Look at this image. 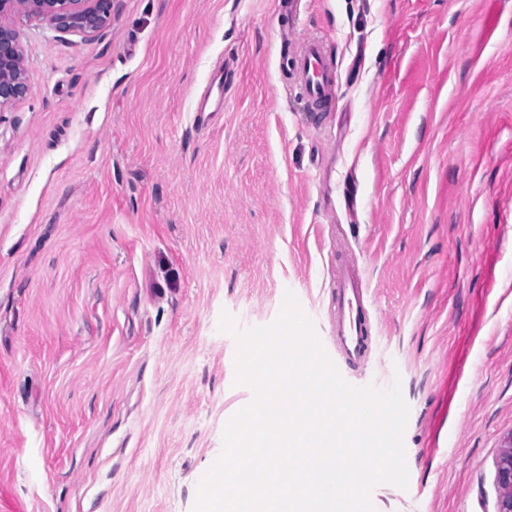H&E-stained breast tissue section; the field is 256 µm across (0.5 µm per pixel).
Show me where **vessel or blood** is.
Segmentation results:
<instances>
[{"instance_id": "1", "label": "vessel or blood", "mask_w": 512, "mask_h": 512, "mask_svg": "<svg viewBox=\"0 0 512 512\" xmlns=\"http://www.w3.org/2000/svg\"><path fill=\"white\" fill-rule=\"evenodd\" d=\"M283 67L298 82L306 104L322 106L330 99L334 82L332 61L324 40L316 35L302 39L296 53L284 56ZM224 105V76L214 72L210 77V94L201 101L198 112ZM336 320L333 340L336 353L351 365H364L371 359L365 330L364 285L353 264L347 263L336 272Z\"/></svg>"}]
</instances>
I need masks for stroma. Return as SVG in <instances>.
<instances>
[{"mask_svg": "<svg viewBox=\"0 0 512 512\" xmlns=\"http://www.w3.org/2000/svg\"><path fill=\"white\" fill-rule=\"evenodd\" d=\"M0 112V512H194L254 399L240 330L293 293L330 346L336 270L400 381L408 484L375 512H496L512 433V0H117L21 22ZM324 37L328 104L280 57ZM224 108L193 122L223 62ZM114 0H0V112L29 91L25 49L18 19L37 20L60 32L93 34L104 30Z\"/></svg>", "mask_w": 512, "mask_h": 512, "instance_id": "stroma-1", "label": "stroma"}]
</instances>
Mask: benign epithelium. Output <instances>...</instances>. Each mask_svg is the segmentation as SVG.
I'll list each match as a JSON object with an SVG mask.
<instances>
[{
  "label": "benign epithelium",
  "instance_id": "1",
  "mask_svg": "<svg viewBox=\"0 0 512 512\" xmlns=\"http://www.w3.org/2000/svg\"><path fill=\"white\" fill-rule=\"evenodd\" d=\"M114 0H0V112L29 91L25 49L18 19L37 20L60 32L93 34L104 30ZM497 512H512V434L495 462Z\"/></svg>",
  "mask_w": 512,
  "mask_h": 512
}]
</instances>
